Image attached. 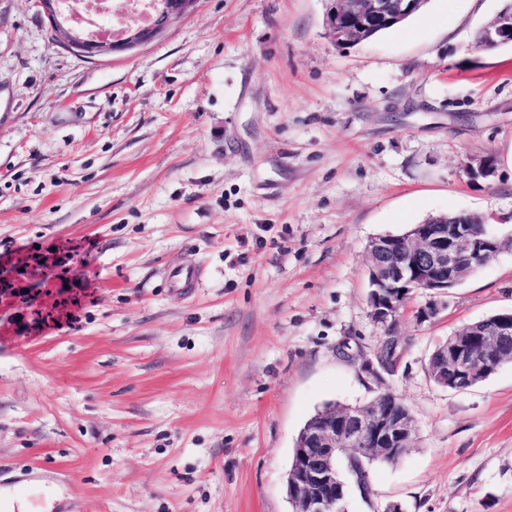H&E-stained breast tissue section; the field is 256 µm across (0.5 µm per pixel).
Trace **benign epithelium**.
Returning <instances> with one entry per match:
<instances>
[{
    "label": "benign epithelium",
    "mask_w": 512,
    "mask_h": 512,
    "mask_svg": "<svg viewBox=\"0 0 512 512\" xmlns=\"http://www.w3.org/2000/svg\"><path fill=\"white\" fill-rule=\"evenodd\" d=\"M49 19L54 40L86 56L124 51L153 40L172 20L185 14L195 0H170L146 24L127 26L113 38L95 37L60 17L57 0H35ZM326 15L329 33L338 46L360 44L373 32L419 13L427 0H331ZM512 43V13H500L484 27L477 41L481 49ZM473 179L495 174L492 157L467 161ZM512 238H502L488 225L446 216L414 225L403 236L373 238L366 248L371 291V316L391 325L413 293L432 300L415 311L422 324L446 307L441 297L448 288L500 253ZM512 340V311L488 323L469 325L461 337L440 347L434 374L443 384L453 377L464 387L475 381ZM416 424L409 412L382 392L363 405L331 407L311 418L300 432L287 476L292 512H347L348 482L339 475L345 457L399 461L410 447Z\"/></svg>",
    "instance_id": "7a95c632"
}]
</instances>
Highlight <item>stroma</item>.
Returning <instances> with one entry per match:
<instances>
[{
  "mask_svg": "<svg viewBox=\"0 0 512 512\" xmlns=\"http://www.w3.org/2000/svg\"><path fill=\"white\" fill-rule=\"evenodd\" d=\"M503 5L428 0L340 47L330 0H195L87 58L0 0V486L51 488L50 512H292L306 420L388 388L418 432L372 468L378 512H512V364L428 374L512 310V250L429 322L411 297L391 373L365 262L439 213L512 233V45L475 46Z\"/></svg>",
  "mask_w": 512,
  "mask_h": 512,
  "instance_id": "1",
  "label": "stroma"
}]
</instances>
